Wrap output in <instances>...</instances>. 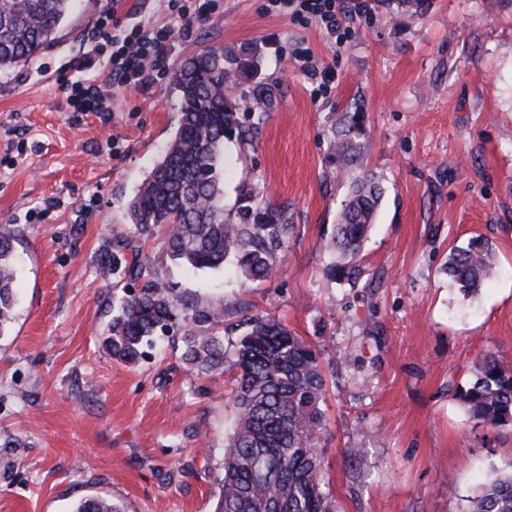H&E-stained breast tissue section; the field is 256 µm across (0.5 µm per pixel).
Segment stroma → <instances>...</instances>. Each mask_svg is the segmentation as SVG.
I'll use <instances>...</instances> for the list:
<instances>
[{
  "label": "stroma",
  "instance_id": "stroma-1",
  "mask_svg": "<svg viewBox=\"0 0 512 512\" xmlns=\"http://www.w3.org/2000/svg\"><path fill=\"white\" fill-rule=\"evenodd\" d=\"M266 2L222 0L174 39L153 87L114 89L108 116L70 111L54 71L99 11L160 23L159 0H76L57 41L0 73V225L19 268L0 335V512H71L89 497L125 512L214 510L234 383L188 371L179 313L136 365L113 360L99 276L112 226L129 223L175 131L173 69L210 47L257 49L259 74L236 92L265 98L224 144V216L246 186L294 229L268 281L245 282L231 260L184 268L156 230L135 240L151 274L190 306L230 322L249 306L336 352L323 442L339 512H461L457 492L487 462L512 465V430L474 425L448 390L486 351L512 365V0H366L336 40ZM302 47L333 66L326 91L296 60ZM344 112L361 113L363 163L384 190L353 286L319 247L350 191L332 137ZM479 235L496 269L466 296L444 264Z\"/></svg>",
  "mask_w": 512,
  "mask_h": 512
}]
</instances>
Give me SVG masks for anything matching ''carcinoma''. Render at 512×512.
I'll return each instance as SVG.
<instances>
[{
	"instance_id": "cac0c4a2",
	"label": "carcinoma",
	"mask_w": 512,
	"mask_h": 512,
	"mask_svg": "<svg viewBox=\"0 0 512 512\" xmlns=\"http://www.w3.org/2000/svg\"><path fill=\"white\" fill-rule=\"evenodd\" d=\"M75 0H0V71L22 68L56 39ZM258 71V58L208 48L181 61L174 70L180 109L175 135L128 204L134 229L118 228L101 258L105 283L143 281L139 292L112 298V323L102 344L129 365L167 326L181 301L154 278L132 232L163 229L169 256L193 270H218L234 257L245 280L270 279L288 249L293 225L285 211L260 205L252 190L242 191L235 217L224 220V142L242 134L240 112L256 110V95L227 93ZM357 113L345 112L334 128L339 174L359 165ZM384 192L374 175L351 181L334 233L325 248L334 252V274L356 283L357 259L373 229ZM495 267L489 240L473 238L450 253L448 278L465 295L476 293ZM18 277L14 237L0 228V335L12 316ZM192 327L182 337L181 359L196 376L229 367L234 379L235 415L224 446V475L213 512H338L323 469L321 440L327 432L322 405L327 376L325 349L295 334L269 314H253L228 327L229 333L196 334L194 326L224 325L222 309H189ZM448 390L469 418L495 429H512V365L491 351L477 358L465 384ZM463 512H512V466L491 462L474 488L462 496ZM73 512H123L109 499L91 497Z\"/></svg>"
}]
</instances>
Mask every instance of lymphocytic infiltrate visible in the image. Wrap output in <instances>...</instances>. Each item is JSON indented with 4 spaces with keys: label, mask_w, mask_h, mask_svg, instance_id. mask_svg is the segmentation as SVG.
I'll return each mask as SVG.
<instances>
[{
    "label": "lymphocytic infiltrate",
    "mask_w": 512,
    "mask_h": 512,
    "mask_svg": "<svg viewBox=\"0 0 512 512\" xmlns=\"http://www.w3.org/2000/svg\"><path fill=\"white\" fill-rule=\"evenodd\" d=\"M293 21L315 19L327 34L343 28L350 8L342 0H269ZM173 30L165 25L121 23L115 12L100 16L82 35L83 51L61 64L58 88L76 112H108L114 86L144 88L164 73L163 56Z\"/></svg>",
    "instance_id": "lymphocytic-infiltrate-1"
}]
</instances>
